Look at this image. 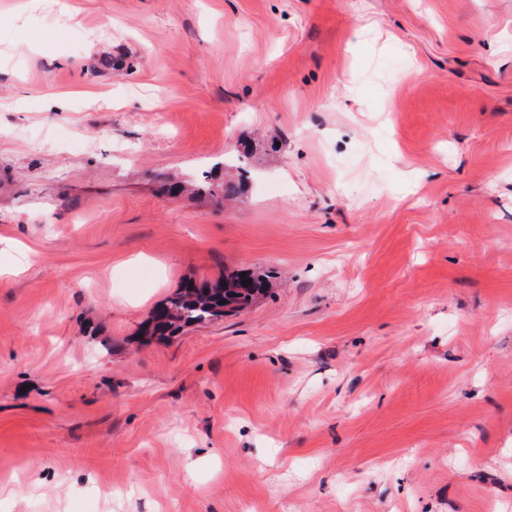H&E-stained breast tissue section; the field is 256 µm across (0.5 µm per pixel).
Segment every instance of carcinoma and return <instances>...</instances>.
Masks as SVG:
<instances>
[{
	"mask_svg": "<svg viewBox=\"0 0 512 512\" xmlns=\"http://www.w3.org/2000/svg\"><path fill=\"white\" fill-rule=\"evenodd\" d=\"M244 271L226 270L224 276L212 281L188 280L152 312L143 334L172 336L182 328L203 325L221 319L231 311H243L267 288L266 275L246 271L252 285H242Z\"/></svg>",
	"mask_w": 512,
	"mask_h": 512,
	"instance_id": "obj_1",
	"label": "carcinoma"
}]
</instances>
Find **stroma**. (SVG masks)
<instances>
[{
	"instance_id": "stroma-1",
	"label": "stroma",
	"mask_w": 512,
	"mask_h": 512,
	"mask_svg": "<svg viewBox=\"0 0 512 512\" xmlns=\"http://www.w3.org/2000/svg\"><path fill=\"white\" fill-rule=\"evenodd\" d=\"M1 264L0 512H512V0H0ZM246 277L241 278V273ZM266 275L249 269L225 270L215 281L188 280L152 312L144 327L145 336H173L183 327L221 319L227 312L243 311L267 288ZM251 279V286L242 282ZM227 303L221 304V301Z\"/></svg>"
}]
</instances>
